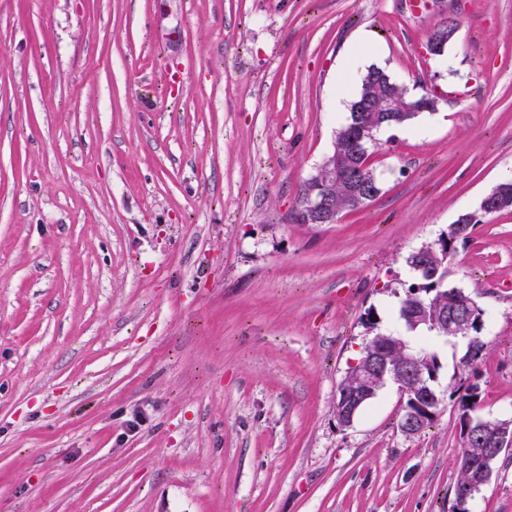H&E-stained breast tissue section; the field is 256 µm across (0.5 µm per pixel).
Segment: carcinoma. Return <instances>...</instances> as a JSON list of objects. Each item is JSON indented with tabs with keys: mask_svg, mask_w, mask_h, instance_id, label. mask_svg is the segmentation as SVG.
<instances>
[{
	"mask_svg": "<svg viewBox=\"0 0 512 512\" xmlns=\"http://www.w3.org/2000/svg\"><path fill=\"white\" fill-rule=\"evenodd\" d=\"M455 29V22L452 21L446 27L433 32L429 38L430 53L442 54L445 46L453 37ZM388 99L394 103L395 111L393 112L385 111L386 100ZM363 103L369 105L370 111L359 114L350 113L348 123L337 133L334 150L325 164V169L328 171L333 168L336 169V176L330 179L327 191L336 201V209L340 213L357 210L364 205L362 186L372 184L375 193L378 194L381 191L374 170L369 166L365 168L358 167V160L351 144L354 133L353 123L359 121L376 131L382 127L406 124L416 118L418 114L430 108V104L425 102L423 97L411 95L406 88L393 82L390 76L379 68L368 70L361 81L360 89L351 107L354 108ZM319 185H321V179L318 175L305 179L300 185L297 199V221H305L304 205L309 194ZM508 209H512V182L499 184L485 197L480 206V217H488ZM460 241L465 243L468 238L459 239L450 231L447 233L444 242L438 243L435 241L411 252L407 257V263L413 266L421 261V253L432 251L435 253L433 262L439 266L444 260V254L456 252V244ZM442 274H444V271L441 270L439 276L423 280L424 295L429 298L431 305L426 307L423 312L422 323L412 324L409 320H404L405 334L402 335L404 340H409L413 334L426 326V322L433 319L434 313L437 311L433 302L437 301L441 292L444 291L441 280Z\"/></svg>",
	"mask_w": 512,
	"mask_h": 512,
	"instance_id": "carcinoma-1",
	"label": "carcinoma"
}]
</instances>
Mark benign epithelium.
<instances>
[{"label":"benign epithelium","instance_id":"obj_1","mask_svg":"<svg viewBox=\"0 0 512 512\" xmlns=\"http://www.w3.org/2000/svg\"><path fill=\"white\" fill-rule=\"evenodd\" d=\"M305 217L308 224L336 223V206L324 191L312 195L305 204ZM483 309L470 296L455 290L448 297L447 304L441 305L435 313L432 328L446 332V337L457 338L465 325L474 317H482ZM399 348L391 336L370 345L361 360L354 382L343 388L342 401L337 405V414L341 415L344 425H349L357 408L371 397L370 380L378 377L397 384L400 392L410 402L401 419V431L406 435L420 432L435 414L440 398L433 389L434 352L422 346L412 347L403 354L401 362H391L390 352ZM472 407L464 415L465 436L475 440L476 450L468 459L471 474L467 487L459 491L460 506L458 512L471 497L491 481L493 465L504 453L512 451V424L499 418L484 417Z\"/></svg>","mask_w":512,"mask_h":512}]
</instances>
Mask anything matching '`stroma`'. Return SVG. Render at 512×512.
Masks as SVG:
<instances>
[{"label": "stroma", "instance_id": "obj_1", "mask_svg": "<svg viewBox=\"0 0 512 512\" xmlns=\"http://www.w3.org/2000/svg\"><path fill=\"white\" fill-rule=\"evenodd\" d=\"M372 67L437 109L378 133L373 201L299 223ZM509 173L512 0H0V512H452L461 397L512 419V210L449 267L480 362L415 339L430 423L388 383L342 427L336 392ZM467 508L512 512V456Z\"/></svg>", "mask_w": 512, "mask_h": 512}]
</instances>
